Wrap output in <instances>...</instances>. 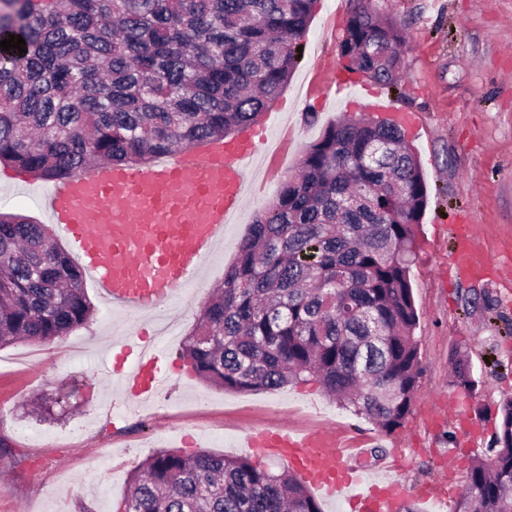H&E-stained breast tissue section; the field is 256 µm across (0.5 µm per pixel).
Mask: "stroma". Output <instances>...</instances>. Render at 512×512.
I'll use <instances>...</instances> for the list:
<instances>
[{
  "instance_id": "stroma-1",
  "label": "stroma",
  "mask_w": 512,
  "mask_h": 512,
  "mask_svg": "<svg viewBox=\"0 0 512 512\" xmlns=\"http://www.w3.org/2000/svg\"><path fill=\"white\" fill-rule=\"evenodd\" d=\"M406 35L398 86L385 95L417 113L421 129L406 132L428 188L411 270L420 314L419 390L400 427L390 432L339 408L316 382L279 391L237 392L210 386L179 355L213 288L224 281L255 214L299 169L303 151L340 117L368 108L351 103L344 66L320 75L322 97L308 95L306 78L321 55H337L349 0H316L284 91L256 122L266 144L288 143V162L254 183L244 212L202 267L198 281L158 312L114 311L93 279L85 288L89 321L63 341L19 342L0 349V512H114L134 470L158 450L246 457V434L320 421L362 439L361 469L375 478L379 458L401 452L400 477L411 489L433 481L455 459L468 471L498 426L500 400L512 395V0H371ZM50 183L0 165V211L48 221ZM479 227L475 243L489 266L465 277L451 261L455 225ZM480 307L466 314V301ZM153 343L168 377L147 402L125 388L130 364L112 344ZM469 352L479 385L462 394L451 378L454 347ZM70 393L65 414L45 411Z\"/></svg>"
}]
</instances>
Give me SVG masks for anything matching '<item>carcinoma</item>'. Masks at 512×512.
Returning a JSON list of instances; mask_svg holds the SVG:
<instances>
[{
    "label": "carcinoma",
    "mask_w": 512,
    "mask_h": 512,
    "mask_svg": "<svg viewBox=\"0 0 512 512\" xmlns=\"http://www.w3.org/2000/svg\"><path fill=\"white\" fill-rule=\"evenodd\" d=\"M315 0H0V164L45 182L96 164L148 167L255 123L297 65ZM339 54L391 87L405 37L351 0ZM427 185L402 129L329 124L261 210L180 357L208 384L274 391L318 381L382 431L410 413L420 316L410 281ZM91 314L81 267L46 225L0 212V348L49 345ZM452 380L477 385L453 351ZM454 512H512V397ZM119 512H322L293 472L247 457L159 450Z\"/></svg>",
    "instance_id": "1"
}]
</instances>
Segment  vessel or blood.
<instances>
[{
	"mask_svg": "<svg viewBox=\"0 0 512 512\" xmlns=\"http://www.w3.org/2000/svg\"><path fill=\"white\" fill-rule=\"evenodd\" d=\"M260 168L253 131L216 144L206 154L185 150L148 169L98 165L54 186L44 205L51 223L69 235L83 267L107 301L132 313H150L185 292L204 261L246 205L251 177ZM473 225L452 260L471 271L476 258ZM159 354L140 350L129 380L151 397L165 381ZM253 455L281 460L326 501L373 504L375 512H396L403 485L385 479L367 485L340 433L323 429L299 433L289 428L249 436Z\"/></svg>",
	"mask_w": 512,
	"mask_h": 512,
	"instance_id": "vessel-or-blood-1",
	"label": "vessel or blood"
}]
</instances>
